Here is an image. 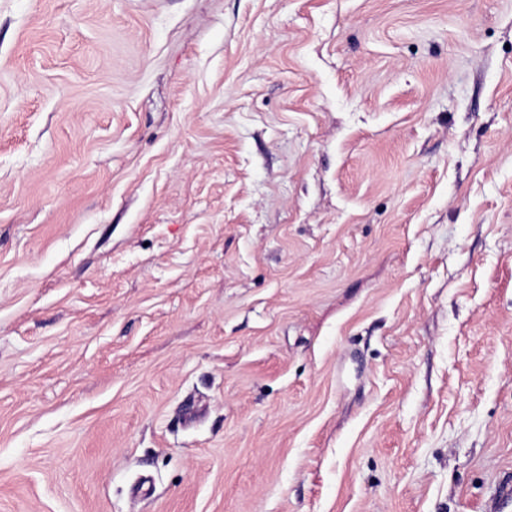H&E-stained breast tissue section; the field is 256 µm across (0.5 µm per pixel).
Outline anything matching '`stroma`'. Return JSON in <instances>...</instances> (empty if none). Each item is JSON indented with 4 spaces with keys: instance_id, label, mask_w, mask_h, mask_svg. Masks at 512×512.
Here are the masks:
<instances>
[{
    "instance_id": "obj_1",
    "label": "stroma",
    "mask_w": 512,
    "mask_h": 512,
    "mask_svg": "<svg viewBox=\"0 0 512 512\" xmlns=\"http://www.w3.org/2000/svg\"><path fill=\"white\" fill-rule=\"evenodd\" d=\"M509 475L512 0H0V512Z\"/></svg>"
}]
</instances>
